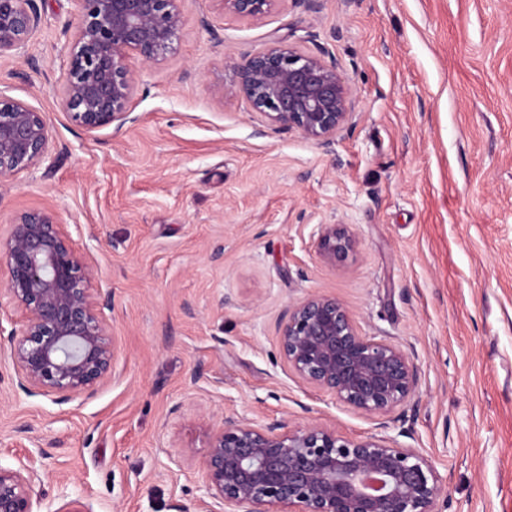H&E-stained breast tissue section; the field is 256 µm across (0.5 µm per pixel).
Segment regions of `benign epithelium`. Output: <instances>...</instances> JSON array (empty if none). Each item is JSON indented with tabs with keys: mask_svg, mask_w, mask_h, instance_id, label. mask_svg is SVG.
I'll return each instance as SVG.
<instances>
[{
	"mask_svg": "<svg viewBox=\"0 0 512 512\" xmlns=\"http://www.w3.org/2000/svg\"><path fill=\"white\" fill-rule=\"evenodd\" d=\"M70 64L61 92L78 126L92 131L132 121L134 77L127 59H165L183 25L180 0H79ZM224 11L264 20L280 0H220ZM35 0H0V56L22 48L39 24ZM240 92L273 124L329 145L353 125L354 93L324 53L275 47L244 58ZM51 140L43 113L0 92V179L45 161ZM322 258L344 262L358 245L345 224H320ZM8 301L26 318L7 341L17 386L62 403L91 394L115 375L117 349L107 303L56 214L22 213L0 236ZM279 349L302 382L379 419L404 406L417 367L400 345L363 334L336 298L310 295L280 323ZM206 497L197 512H444L448 492L433 461L394 436L348 439L321 424L289 427L227 417L211 431L200 461ZM38 470L0 464V512H35Z\"/></svg>",
	"mask_w": 512,
	"mask_h": 512,
	"instance_id": "benign-epithelium-1",
	"label": "benign epithelium"
}]
</instances>
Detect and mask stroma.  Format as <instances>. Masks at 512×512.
Here are the masks:
<instances>
[{
    "label": "stroma",
    "instance_id": "stroma-1",
    "mask_svg": "<svg viewBox=\"0 0 512 512\" xmlns=\"http://www.w3.org/2000/svg\"><path fill=\"white\" fill-rule=\"evenodd\" d=\"M0 57V93L44 112L46 164L0 181V232L67 224L119 348L118 378L65 404L12 387L0 339V463H33L40 512H195L210 428L229 416L377 434L279 352L290 304L344 303L419 381L390 435L423 449L448 512H512V0H281L262 23L181 0L165 60L130 58L123 128L61 105L79 0ZM324 47L355 124L328 146L224 94L244 56ZM358 239L325 262L315 230Z\"/></svg>",
    "mask_w": 512,
    "mask_h": 512
}]
</instances>
